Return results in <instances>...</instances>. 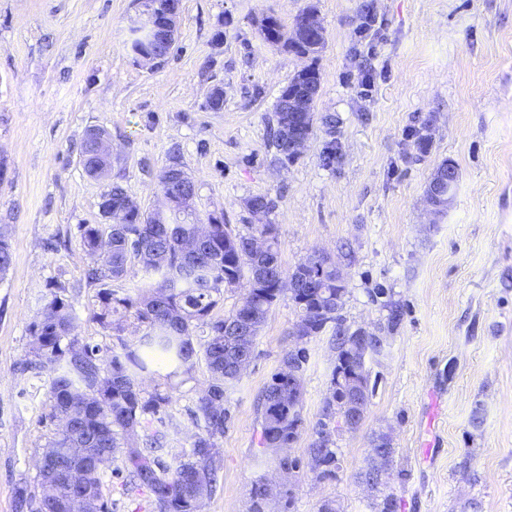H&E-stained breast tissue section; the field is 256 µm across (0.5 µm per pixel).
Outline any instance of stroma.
<instances>
[{"instance_id": "1", "label": "stroma", "mask_w": 512, "mask_h": 512, "mask_svg": "<svg viewBox=\"0 0 512 512\" xmlns=\"http://www.w3.org/2000/svg\"><path fill=\"white\" fill-rule=\"evenodd\" d=\"M363 0H180L176 49L143 65L128 49L144 0H0V225L12 265L0 278V512H19L15 489L39 491V465L58 426L50 421L47 374L26 370L30 322L53 294L71 301L75 334L102 353L134 344L140 331L103 327L97 285L87 284L82 228L102 223L109 182L146 213L162 208L158 175L178 149L196 184L198 214L223 215L232 232L278 230L290 268L319 253L341 267L340 315L378 329L386 302L403 308L383 355L366 361L377 386L361 427L335 432L340 467L328 478L302 467L292 479L258 465L257 397L296 341L289 296L273 307L250 365L228 394L220 441L221 485L201 512H249L259 476L290 487L267 512H371L356 474L372 432L393 437L390 486L398 512H512V0H372L375 22L359 36ZM316 5L326 45L317 66L315 126L298 158L283 165L269 139L277 98L306 58L259 35L265 16L284 29ZM223 103L208 105L213 88ZM430 118V146L411 136ZM112 140L110 181L88 176L77 150L88 129ZM336 158L325 164L327 146ZM459 171L442 213L426 202L442 161ZM276 199L255 214L246 201ZM304 428L287 448L306 459L336 361L332 331L306 344ZM210 373L144 376L168 392L178 422L171 448L189 447L193 412ZM121 459L103 467L110 512H157L132 490Z\"/></svg>"}]
</instances>
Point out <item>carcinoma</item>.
I'll use <instances>...</instances> for the list:
<instances>
[{
	"instance_id": "cac0c4a2",
	"label": "carcinoma",
	"mask_w": 512,
	"mask_h": 512,
	"mask_svg": "<svg viewBox=\"0 0 512 512\" xmlns=\"http://www.w3.org/2000/svg\"><path fill=\"white\" fill-rule=\"evenodd\" d=\"M278 33L283 46L297 55L309 56L312 62L297 72L286 89L293 92L302 87L320 88V73L316 60L320 48L304 39L291 42L280 22L260 26L261 38L269 42ZM336 128V118L324 115L316 118L315 106L306 112L275 113L276 127L273 146L277 159L292 162L297 155L288 151L284 131L292 128L312 135L316 121ZM85 172L94 178H106L112 164L96 138L83 139L79 153ZM183 170L176 157L170 158L158 175V187L169 210L192 217L189 224H169L162 213L146 215L130 206L131 199L119 183H111L103 195L100 211L110 210L116 222L86 224L82 242L88 259L87 279L92 283L119 280L135 261L146 282L135 295H119L110 288L98 293L100 309L93 317L103 326L121 332L129 322L144 328L135 347L121 344V351L104 358L99 348L81 343L74 336L76 315L73 305L55 294L43 310L30 322L32 359L26 368L50 375V409L48 418L61 422L67 415H80L74 427H60L50 448L61 457L70 448H90L77 468L79 486L60 476L39 473L41 483H49V491L36 497L26 486L16 490L21 508L34 512H57L55 503L66 500L79 490L86 497L97 499L100 512H109L104 499L102 466L120 454L136 486L147 489L154 497L158 512H198L200 498L212 494L218 482L220 465L219 440L231 420L224 400L239 376L226 371L224 363L241 348L239 339L226 335L233 324L250 328V341H255L270 311L280 297L288 292L282 281L291 276H304L324 266L317 288H295L290 299L300 313L294 331L301 334V347L286 353L282 363L293 359L297 368L305 370L308 362L303 344L334 325L336 362L330 379V392L322 406V417L316 424L309 448L307 465L333 477L340 468V452L335 441L325 440L327 422L336 419V398L347 397L351 383L367 377L365 367H355L349 355L352 336L344 326L340 310L346 289L336 286V264L323 256L308 258L315 264L310 269L299 262L292 269L282 267L277 228L260 224L246 233L233 234L224 224V215L209 213L202 217L193 208L195 182L189 191L172 183L170 169ZM206 230L207 242L199 254L192 251V240L198 229ZM266 237L269 251L265 255L248 250L253 235ZM12 264L9 236L0 227V275ZM247 280L248 296L242 306L222 318L211 312L224 295V289L236 288ZM388 332L396 331L403 319L401 306L386 303ZM202 333L194 343V333ZM203 357L210 372V383L199 398L197 414L202 421L201 432L195 435L190 449L170 448V461L162 460L163 442L170 429L177 426L166 413L169 395L158 389L147 392L139 377L164 364L171 368L168 377L188 371L194 360ZM303 386L288 387V377L277 371L264 387L259 401L261 417L260 444L264 448H286L303 430ZM157 422L159 428L141 439L137 430ZM374 461L369 459L357 474V480L371 493L372 512H397L398 500L388 491V482L373 476ZM249 512H266L271 493L264 480L255 481L249 492Z\"/></svg>"
}]
</instances>
